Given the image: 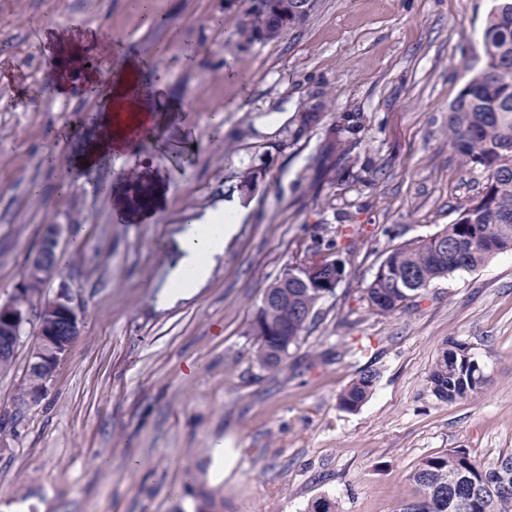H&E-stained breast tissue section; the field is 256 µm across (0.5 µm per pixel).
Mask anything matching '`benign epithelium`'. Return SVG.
I'll return each instance as SVG.
<instances>
[{
    "mask_svg": "<svg viewBox=\"0 0 512 512\" xmlns=\"http://www.w3.org/2000/svg\"><path fill=\"white\" fill-rule=\"evenodd\" d=\"M310 0H281L277 27L286 30L305 18ZM63 225L46 226L41 242L30 260L25 276L4 302H0V360L15 355L22 329L29 320L31 300L37 289L59 274L56 262ZM301 266L310 270L307 276L294 273L288 278L303 288L327 285L336 287L342 280V266L334 261H305ZM36 343L31 351L27 372L25 397L31 402L42 398L60 365L67 358L71 345L80 331V316L69 288L59 287L56 294L44 300L37 312Z\"/></svg>",
    "mask_w": 512,
    "mask_h": 512,
    "instance_id": "1",
    "label": "benign epithelium"
}]
</instances>
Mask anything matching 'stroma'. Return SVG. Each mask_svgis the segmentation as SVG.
<instances>
[{
	"mask_svg": "<svg viewBox=\"0 0 512 512\" xmlns=\"http://www.w3.org/2000/svg\"><path fill=\"white\" fill-rule=\"evenodd\" d=\"M493 0H317L277 40L226 44L250 0H0V301L25 275L46 225L71 259L59 280L82 315L45 396L19 388L37 332L25 325L0 371V512H192L184 486L216 489L223 512H400L422 459L465 449L490 467L512 452V251L433 282L388 317L364 299L385 252L433 234L482 191L481 170L448 146V107L485 58ZM89 31L151 60L178 106L143 147L74 182L75 142L98 99L81 78L61 99L18 97L44 82L54 33ZM320 112L315 126L300 115ZM342 128L339 174L318 167L326 126ZM265 176L249 196L247 169ZM141 175L153 211L114 193ZM39 194H32V186ZM245 216L198 293L159 305L155 284L179 235L219 201ZM345 265L299 349L273 371L253 359L249 324L266 288L317 241ZM467 344L485 380L442 402L428 377L446 342ZM379 373L360 409L337 398ZM223 443L225 463L211 461Z\"/></svg>",
	"mask_w": 512,
	"mask_h": 512,
	"instance_id": "35a3bbf8",
	"label": "stroma"
}]
</instances>
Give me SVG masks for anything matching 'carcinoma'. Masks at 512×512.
Listing matches in <instances>:
<instances>
[{
    "instance_id": "obj_1",
    "label": "carcinoma",
    "mask_w": 512,
    "mask_h": 512,
    "mask_svg": "<svg viewBox=\"0 0 512 512\" xmlns=\"http://www.w3.org/2000/svg\"><path fill=\"white\" fill-rule=\"evenodd\" d=\"M250 21L239 29V38L254 40L257 30H269L266 40L280 33L272 30L275 0H252ZM485 64L465 83L449 107L448 144L462 164L485 174L484 197L471 209L464 208L454 222L418 240L387 251L365 288L369 310L381 316L404 311L418 294L434 281L459 270H474L491 256L512 250V0H495L482 30ZM133 194L123 193L115 204L135 214L152 208L155 185L141 177L133 179ZM453 242L456 251L439 257V246ZM413 273L419 287H404L403 276ZM270 290L288 295V300L264 309L257 305L251 323L278 330L276 344L255 331L254 355L263 368L277 367L304 338L313 316L298 311L336 292L332 288H295L293 282L277 279ZM376 372L364 370L338 396L346 411L357 410L371 394ZM484 381L483 370L470 360L451 361L443 348L429 377L436 399L452 402L474 394ZM507 462L500 471L478 465L469 454L455 448L424 459L408 475L416 496L401 512H448L445 496H469L481 490L478 506L458 512H512V454L499 457Z\"/></svg>"
}]
</instances>
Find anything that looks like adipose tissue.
Instances as JSON below:
<instances>
[{
	"label": "adipose tissue",
	"instance_id": "adipose-tissue-1",
	"mask_svg": "<svg viewBox=\"0 0 512 512\" xmlns=\"http://www.w3.org/2000/svg\"><path fill=\"white\" fill-rule=\"evenodd\" d=\"M83 31L80 27L62 32L55 38L53 52L57 63L52 70L51 91L63 95L71 75L83 73L85 81L97 91L103 110L97 117V137L79 147L73 157L76 170L96 169L111 162L115 153L133 146L158 116L172 112V104L163 102L160 82H148L140 76L138 59L117 58L114 79L101 85L97 73L83 72ZM243 218L232 204L209 209L200 220L186 225L180 236V258L168 268L160 285L159 300L167 304L195 294L209 280L216 258L224 253L236 235Z\"/></svg>",
	"mask_w": 512,
	"mask_h": 512
}]
</instances>
